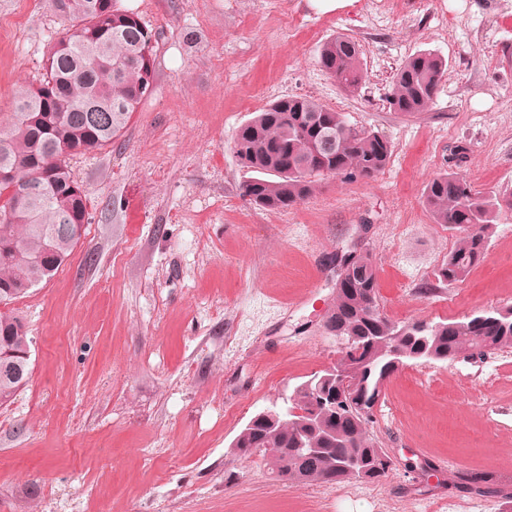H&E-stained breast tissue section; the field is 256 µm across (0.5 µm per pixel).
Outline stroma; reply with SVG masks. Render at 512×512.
<instances>
[{
	"label": "stroma",
	"mask_w": 512,
	"mask_h": 512,
	"mask_svg": "<svg viewBox=\"0 0 512 512\" xmlns=\"http://www.w3.org/2000/svg\"><path fill=\"white\" fill-rule=\"evenodd\" d=\"M112 0L154 34V88L112 148L71 159L89 222L69 259L13 305L32 339L28 384L0 406V512H502L435 471L448 459L512 484V352L417 363L390 377L369 435L398 463L378 483L284 484L229 446L258 409L336 364L327 259L362 241L395 322L512 305V213L463 282L437 272L455 241L424 190L453 171L512 192V0ZM67 32L49 0H0V117ZM339 34L362 46L347 94L317 64ZM448 70L425 112L386 96L408 55ZM305 96L392 145L374 178L322 181L285 210L249 204L237 129Z\"/></svg>",
	"instance_id": "1"
}]
</instances>
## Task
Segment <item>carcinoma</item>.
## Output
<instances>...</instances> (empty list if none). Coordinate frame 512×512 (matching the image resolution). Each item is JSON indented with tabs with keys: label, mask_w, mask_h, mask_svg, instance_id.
<instances>
[{
	"label": "carcinoma",
	"mask_w": 512,
	"mask_h": 512,
	"mask_svg": "<svg viewBox=\"0 0 512 512\" xmlns=\"http://www.w3.org/2000/svg\"><path fill=\"white\" fill-rule=\"evenodd\" d=\"M70 24L69 33L49 51L36 86H22L15 95L9 121L0 120V168L14 167L20 188L30 199L17 202L12 184L0 181V345L18 351L30 347L21 319L8 308L27 296V285L50 280L71 256L74 244L43 229L70 218L89 220L87 197L74 180L68 159L95 154L112 146L127 130L154 79L153 34L128 12L112 8V0H52ZM361 45L336 35L319 50L320 68L347 93L364 81ZM440 55L417 51L405 58L388 95L390 107L404 115L423 112L433 102L446 73ZM243 167L254 173L242 187L250 203L286 210L310 198L330 176L354 182L384 171L392 150L379 133L351 125L345 115L309 97L288 96L270 102L236 132L231 143ZM425 204L434 221L456 233V243L438 270V280L464 281L485 258L489 239L502 212H512V194H482L454 172L434 176L426 185ZM325 327L363 347L368 367L358 378V402L371 407L393 371L392 353L406 350L424 361L450 362L474 353L512 350V317L493 311L433 323L392 322L380 306L370 253L359 251L348 274V286L336 291ZM17 381L0 372V406L18 394ZM371 416L340 404L323 418L292 416L271 426L257 421L240 440L241 457L254 448H270L269 464L283 483L333 485L352 480L348 461L358 462L368 483L387 478L393 466L388 452L368 435ZM300 448L318 453L298 463ZM450 484L470 494H496L505 512H512V492L498 486L484 471L457 470Z\"/></svg>",
	"instance_id": "carcinoma-1"
}]
</instances>
